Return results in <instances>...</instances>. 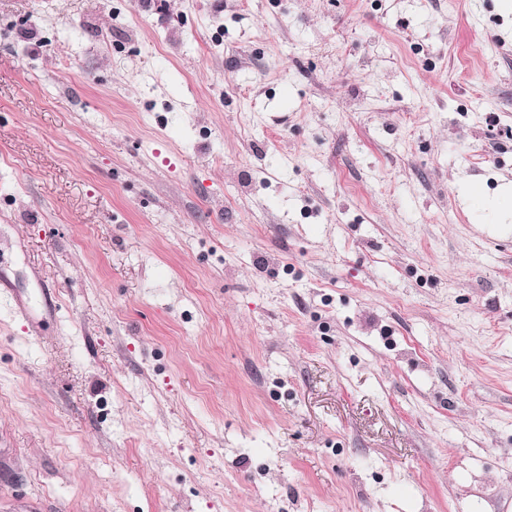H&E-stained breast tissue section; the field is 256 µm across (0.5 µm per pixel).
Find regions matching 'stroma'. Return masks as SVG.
Returning a JSON list of instances; mask_svg holds the SVG:
<instances>
[{
    "mask_svg": "<svg viewBox=\"0 0 512 512\" xmlns=\"http://www.w3.org/2000/svg\"><path fill=\"white\" fill-rule=\"evenodd\" d=\"M472 181L498 0H0V512H512Z\"/></svg>",
    "mask_w": 512,
    "mask_h": 512,
    "instance_id": "35a3bbf8",
    "label": "stroma"
}]
</instances>
